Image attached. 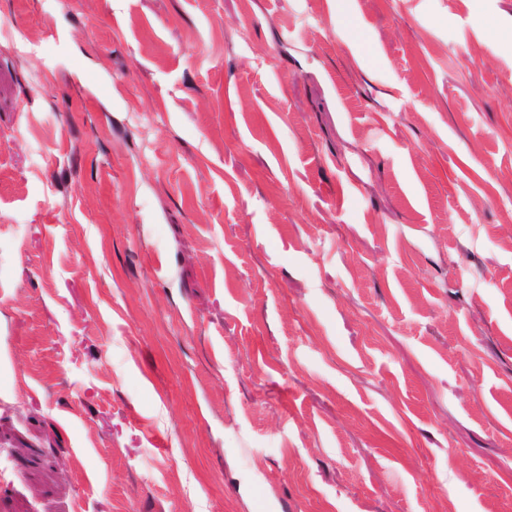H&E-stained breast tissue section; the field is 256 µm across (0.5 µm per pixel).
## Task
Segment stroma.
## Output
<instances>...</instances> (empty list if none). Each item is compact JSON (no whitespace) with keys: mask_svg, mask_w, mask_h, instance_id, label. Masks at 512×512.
I'll return each instance as SVG.
<instances>
[{"mask_svg":"<svg viewBox=\"0 0 512 512\" xmlns=\"http://www.w3.org/2000/svg\"><path fill=\"white\" fill-rule=\"evenodd\" d=\"M0 512H512V0H0Z\"/></svg>","mask_w":512,"mask_h":512,"instance_id":"stroma-1","label":"stroma"}]
</instances>
